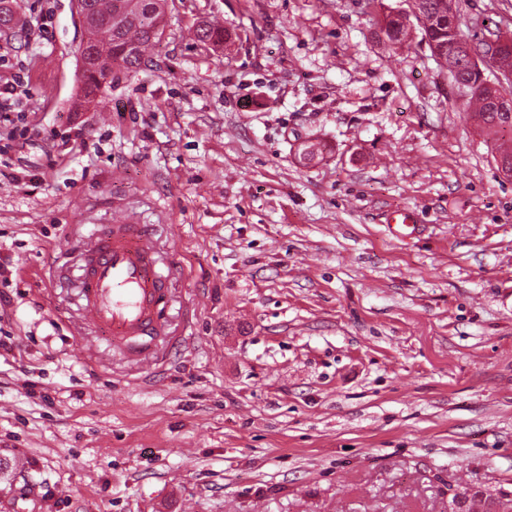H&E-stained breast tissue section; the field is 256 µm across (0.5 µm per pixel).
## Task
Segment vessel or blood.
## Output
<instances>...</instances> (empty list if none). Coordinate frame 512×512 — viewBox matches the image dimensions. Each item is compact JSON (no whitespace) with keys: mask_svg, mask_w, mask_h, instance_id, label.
<instances>
[{"mask_svg":"<svg viewBox=\"0 0 512 512\" xmlns=\"http://www.w3.org/2000/svg\"><path fill=\"white\" fill-rule=\"evenodd\" d=\"M83 314L108 333L114 348L143 363L165 335L169 274L157 264L153 242L135 215H124L82 254Z\"/></svg>","mask_w":512,"mask_h":512,"instance_id":"b4317fda","label":"vessel or blood"}]
</instances>
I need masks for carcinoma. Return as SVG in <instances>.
Listing matches in <instances>:
<instances>
[{
    "label": "carcinoma",
    "instance_id": "1",
    "mask_svg": "<svg viewBox=\"0 0 512 512\" xmlns=\"http://www.w3.org/2000/svg\"><path fill=\"white\" fill-rule=\"evenodd\" d=\"M90 19L88 41L78 48L91 62L84 68V93L89 96L100 89L101 80L118 68L129 72L137 68L144 54L161 38L166 0H149L138 5L133 0H85ZM413 5L428 20L424 28L429 51L439 50L448 58L451 83H479V72L459 63L460 44L466 40L460 23L442 26L439 20L448 18V0H413ZM382 31L391 46H400L408 36V25L395 13L384 19ZM512 96V83L486 93H463L466 104L481 108V127L487 135H495L501 126L496 121L501 109L496 99Z\"/></svg>",
    "mask_w": 512,
    "mask_h": 512
}]
</instances>
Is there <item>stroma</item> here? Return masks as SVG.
<instances>
[{
	"mask_svg": "<svg viewBox=\"0 0 512 512\" xmlns=\"http://www.w3.org/2000/svg\"><path fill=\"white\" fill-rule=\"evenodd\" d=\"M409 0H168L83 91L72 0H18L0 82V512H486L512 496V179ZM470 43L512 0H454ZM213 23L224 42L203 44ZM409 210L416 232L390 231ZM171 270L159 365L86 323L123 213ZM411 16L416 20L415 13L411 15L400 13V18L397 14H389L384 19V26L382 31L385 36V41L391 46H401L406 37L408 36V25L411 22ZM404 23L406 24H403Z\"/></svg>",
	"mask_w": 512,
	"mask_h": 512,
	"instance_id": "35a3bbf8",
	"label": "stroma"
}]
</instances>
